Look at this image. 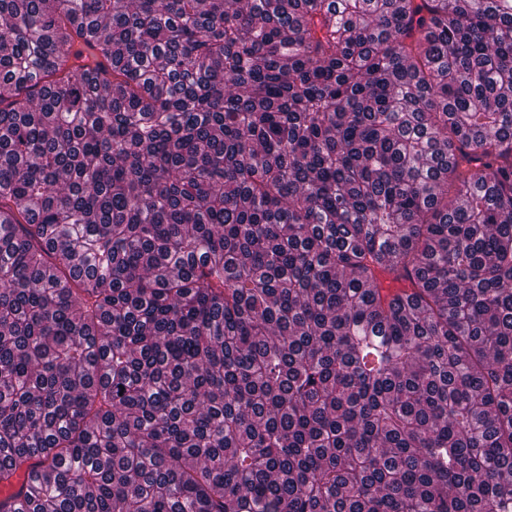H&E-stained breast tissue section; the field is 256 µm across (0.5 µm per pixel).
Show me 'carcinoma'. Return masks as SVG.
<instances>
[{
  "label": "carcinoma",
  "instance_id": "1",
  "mask_svg": "<svg viewBox=\"0 0 512 512\" xmlns=\"http://www.w3.org/2000/svg\"><path fill=\"white\" fill-rule=\"evenodd\" d=\"M512 0H0V512H512Z\"/></svg>",
  "mask_w": 512,
  "mask_h": 512
}]
</instances>
